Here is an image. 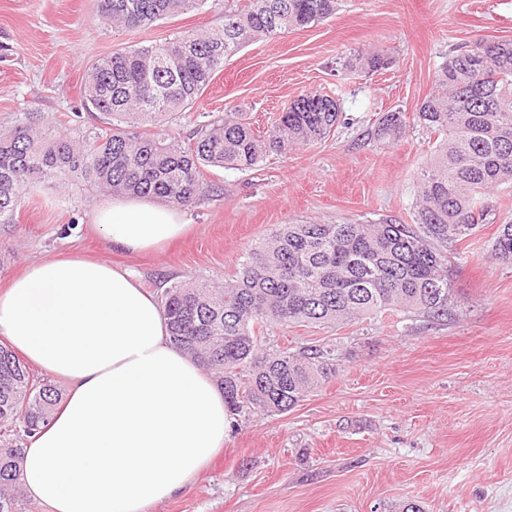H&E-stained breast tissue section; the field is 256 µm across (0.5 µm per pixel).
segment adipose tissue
Returning <instances> with one entry per match:
<instances>
[{"instance_id":"1","label":"adipose tissue","mask_w":512,"mask_h":512,"mask_svg":"<svg viewBox=\"0 0 512 512\" xmlns=\"http://www.w3.org/2000/svg\"><path fill=\"white\" fill-rule=\"evenodd\" d=\"M93 221L133 255L187 231L180 209L130 195ZM0 336L68 385L24 449L23 490L49 512H148L188 489L229 437L222 391L171 343L130 270L78 256L32 264L0 291Z\"/></svg>"}]
</instances>
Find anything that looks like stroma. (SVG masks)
<instances>
[{
  "instance_id": "stroma-1",
  "label": "stroma",
  "mask_w": 512,
  "mask_h": 512,
  "mask_svg": "<svg viewBox=\"0 0 512 512\" xmlns=\"http://www.w3.org/2000/svg\"><path fill=\"white\" fill-rule=\"evenodd\" d=\"M223 25L224 0L123 30L101 21L95 0H0V132L26 110L62 130L95 125L82 104L94 61ZM479 37L512 40V0H338L331 18L253 41L170 130L186 142L201 117L239 111L263 133L297 96L318 91L341 105L334 135L251 170L204 168L217 190L185 209L188 234L139 255L108 248L94 230L108 196L81 182L27 194L16 223L0 227V287L34 261L80 254L131 269L159 295L171 281L232 278L245 250L279 224L411 223L433 150L413 116L448 57ZM361 49L390 66L346 70ZM395 109L404 133L375 141L377 118ZM486 203L488 222L452 257L447 318L388 311L268 328L271 347L336 348L335 377L288 412L233 416L193 487L150 512H402L411 502L425 512H512V262L491 257L498 226L512 221V188Z\"/></svg>"
}]
</instances>
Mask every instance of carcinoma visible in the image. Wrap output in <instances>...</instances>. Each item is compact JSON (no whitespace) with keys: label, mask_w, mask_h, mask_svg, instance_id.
I'll return each instance as SVG.
<instances>
[{"label":"carcinoma","mask_w":512,"mask_h":512,"mask_svg":"<svg viewBox=\"0 0 512 512\" xmlns=\"http://www.w3.org/2000/svg\"><path fill=\"white\" fill-rule=\"evenodd\" d=\"M203 3L97 0V8L109 27L130 29ZM336 5L227 0L221 29L187 31L99 59L84 98L101 114L100 125L65 132L42 124L35 112H21L10 131L0 132V224L16 223L31 189L72 181L104 194L193 207L213 192L201 181V168L251 169L271 151L329 137L340 124V105L317 91L294 99L263 136L243 112L199 124L187 144L155 128L189 108L224 60L247 43L304 29L333 15ZM390 64L364 50L346 62L368 72ZM439 87L416 112L419 125L441 139L416 181L414 223L279 224L243 254L239 273L222 286L178 281L164 290L171 342L212 375L228 410L283 413L336 374L332 348L263 346L269 325L331 326L398 308L436 320L448 316V248L487 219L488 190L512 185V41L476 39L448 57ZM405 127L402 111L385 112L373 138L396 139ZM493 255L512 260V223L498 226ZM61 398L0 344V512H17L24 441L49 421Z\"/></svg>","instance_id":"carcinoma-1"}]
</instances>
